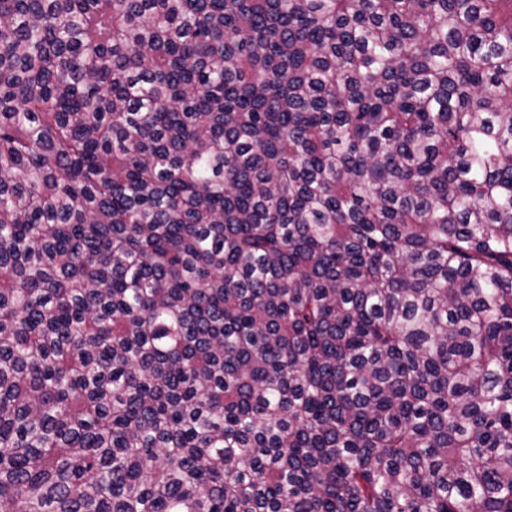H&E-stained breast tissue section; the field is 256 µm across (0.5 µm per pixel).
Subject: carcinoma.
Segmentation results:
<instances>
[{
  "label": "carcinoma",
  "instance_id": "1",
  "mask_svg": "<svg viewBox=\"0 0 512 512\" xmlns=\"http://www.w3.org/2000/svg\"><path fill=\"white\" fill-rule=\"evenodd\" d=\"M0 512H512V0H0Z\"/></svg>",
  "mask_w": 512,
  "mask_h": 512
}]
</instances>
